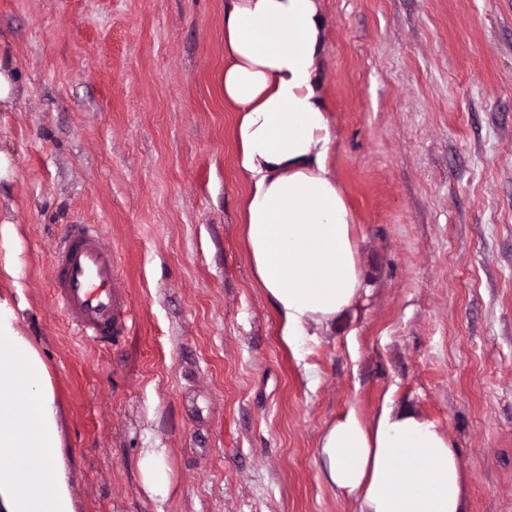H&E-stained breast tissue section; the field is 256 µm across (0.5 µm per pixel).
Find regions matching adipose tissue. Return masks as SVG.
Segmentation results:
<instances>
[{
  "label": "adipose tissue",
  "instance_id": "obj_1",
  "mask_svg": "<svg viewBox=\"0 0 512 512\" xmlns=\"http://www.w3.org/2000/svg\"><path fill=\"white\" fill-rule=\"evenodd\" d=\"M318 0H228L224 103L246 182L241 222L253 278L298 358L334 332L364 291L352 217L332 174L335 145L319 60ZM0 298V512H76L47 368ZM325 482L359 512H468V477L439 426L385 399L363 421L348 410L324 430ZM153 496L171 487L166 451L143 449Z\"/></svg>",
  "mask_w": 512,
  "mask_h": 512
}]
</instances>
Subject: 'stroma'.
<instances>
[{
  "mask_svg": "<svg viewBox=\"0 0 512 512\" xmlns=\"http://www.w3.org/2000/svg\"><path fill=\"white\" fill-rule=\"evenodd\" d=\"M225 0H0L20 91L0 111L16 327L38 350L77 512H359L317 446L385 397L435 421L469 512H512V0H319L335 146L370 293L297 359L253 281L224 106ZM69 224L111 245L112 348L54 306ZM163 448L167 498L143 488Z\"/></svg>",
  "mask_w": 512,
  "mask_h": 512,
  "instance_id": "35a3bbf8",
  "label": "stroma"
}]
</instances>
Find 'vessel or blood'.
<instances>
[{
	"mask_svg": "<svg viewBox=\"0 0 512 512\" xmlns=\"http://www.w3.org/2000/svg\"><path fill=\"white\" fill-rule=\"evenodd\" d=\"M50 274L54 304L69 325L88 341L111 343L129 310L115 256L98 228L70 225L53 250Z\"/></svg>",
	"mask_w": 512,
	"mask_h": 512,
	"instance_id": "vessel-or-blood-1",
	"label": "vessel or blood"
}]
</instances>
